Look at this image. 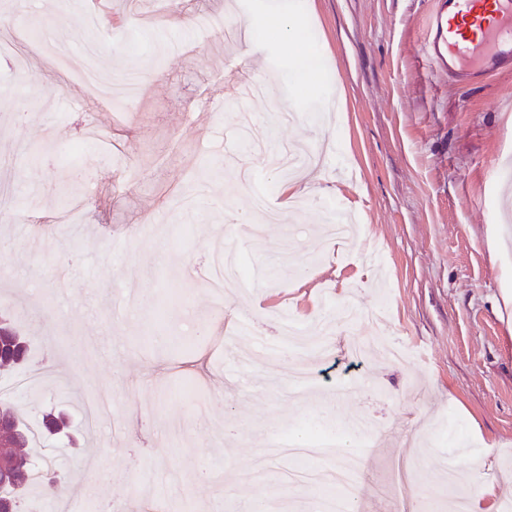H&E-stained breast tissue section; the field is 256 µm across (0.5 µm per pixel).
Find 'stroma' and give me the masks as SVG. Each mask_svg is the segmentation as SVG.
Returning a JSON list of instances; mask_svg holds the SVG:
<instances>
[{"label": "stroma", "instance_id": "obj_1", "mask_svg": "<svg viewBox=\"0 0 512 512\" xmlns=\"http://www.w3.org/2000/svg\"><path fill=\"white\" fill-rule=\"evenodd\" d=\"M272 0H0V167L14 170L18 210L0 218V306L30 340L26 368L55 378L13 397L28 420L70 419L35 452L51 461L24 512L75 488L89 512L142 504V485L171 471L160 512H238L252 498L279 512H327L334 456L294 485L296 460L269 444L344 427L358 454L360 512H448L473 474L512 501V239L500 191L512 172V72L462 84L422 50L436 0H283L301 35L286 42ZM248 24L212 40L196 17ZM54 23L76 55L136 72L137 108L107 104L69 65L33 41ZM321 58L297 80L299 54ZM263 70L257 96L237 99L234 61ZM273 145H310L319 189L284 193L268 149L246 143L239 117ZM105 123L103 149L72 156ZM67 187L77 237L37 234ZM261 187L282 217L253 206ZM257 272L214 296L188 280L187 258L215 248ZM279 310L328 319V344L259 360L232 353L255 341L235 316ZM112 396L116 422L137 417L138 440L85 436L74 408ZM105 460L88 489L72 468Z\"/></svg>", "mask_w": 512, "mask_h": 512}]
</instances>
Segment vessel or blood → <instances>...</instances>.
I'll return each instance as SVG.
<instances>
[{"mask_svg":"<svg viewBox=\"0 0 512 512\" xmlns=\"http://www.w3.org/2000/svg\"><path fill=\"white\" fill-rule=\"evenodd\" d=\"M480 0H437L426 22L424 48L434 63L460 82L512 70V0H491V14L477 15Z\"/></svg>","mask_w":512,"mask_h":512,"instance_id":"obj_1","label":"vessel or blood"}]
</instances>
